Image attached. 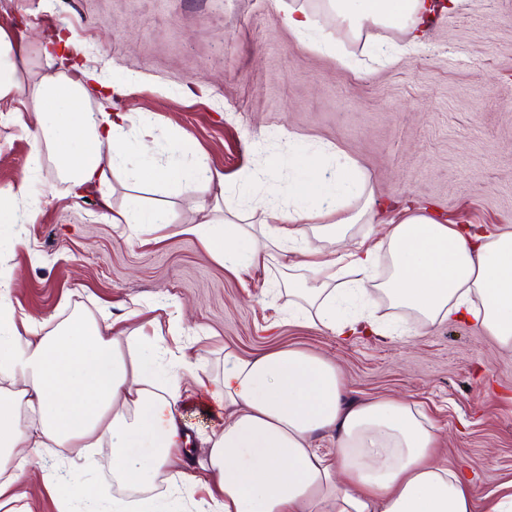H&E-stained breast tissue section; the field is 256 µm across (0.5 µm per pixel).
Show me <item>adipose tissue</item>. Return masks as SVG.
I'll use <instances>...</instances> for the list:
<instances>
[{"label": "adipose tissue", "mask_w": 512, "mask_h": 512, "mask_svg": "<svg viewBox=\"0 0 512 512\" xmlns=\"http://www.w3.org/2000/svg\"><path fill=\"white\" fill-rule=\"evenodd\" d=\"M324 7L349 28L368 20L411 36L430 9L427 0H325ZM22 62L0 29V102L24 94L36 146L73 192L109 186L118 167L147 186L205 187L224 206L208 208L185 234L233 272L279 266L288 252L299 253L310 282L289 289L288 305L306 321L339 337L390 336L393 328L371 311L381 302L418 328L475 322L512 351V228L476 231L409 211L376 239L359 240L355 226L375 221L367 176L346 167L331 192L307 163L288 188L291 207L262 199L257 222L242 223L222 173L145 160L148 117L127 147L129 114L89 105L94 73L79 68L24 87ZM8 288L0 284V374L21 386L0 404V502L15 499L7 469L17 449L82 455L106 445L113 477L134 490L151 488L164 471L177 491L209 473L220 512H512L511 481L477 496L471 465L434 461L439 433L416 404L346 401L339 365L321 354L282 348L245 358L228 348L214 387L200 360L182 353L175 374L163 377L157 366L167 342L135 325V312L105 322L76 313L48 332L4 304ZM192 385L211 387L224 409L222 426L202 440L207 459L199 471L181 456ZM327 435L335 446L325 455L314 442Z\"/></svg>", "instance_id": "obj_1"}]
</instances>
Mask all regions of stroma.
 <instances>
[{"mask_svg":"<svg viewBox=\"0 0 512 512\" xmlns=\"http://www.w3.org/2000/svg\"><path fill=\"white\" fill-rule=\"evenodd\" d=\"M322 0H0V28L26 53L22 84L41 76L94 72L115 91L113 109L146 113L152 148L189 134L188 164L224 175L242 211V177L266 166L287 137L304 155L322 146L325 179L355 163L368 176L380 222L405 208L431 209L448 224L512 225V0H463L432 14L418 44L364 24L360 37L338 26ZM306 12L335 43L331 52L300 42L284 23ZM81 42L78 60L46 63L40 45L54 34ZM401 45L399 59L383 48ZM0 119V188L29 179L39 204L24 224H0L17 238L0 252L8 301L32 318L60 322L72 312L118 317L154 309L158 333L194 351L213 379L224 350L253 356L297 347L340 365L347 399L416 402L439 432L435 459L470 464L479 493L512 480V354L476 324L456 322L403 336L339 337L288 316L289 283L304 271L252 267L233 273L200 242L180 233L200 221L192 192L159 196L123 176L113 192L73 196L50 160H36L19 113ZM164 204L171 220L159 242H143L117 212L132 200ZM16 481L23 512H84L64 474L95 484L99 512L124 492L113 483L112 451L56 458L26 449ZM157 512H215L205 488L189 493L160 482Z\"/></svg>","mask_w":512,"mask_h":512,"instance_id":"obj_1","label":"stroma"}]
</instances>
